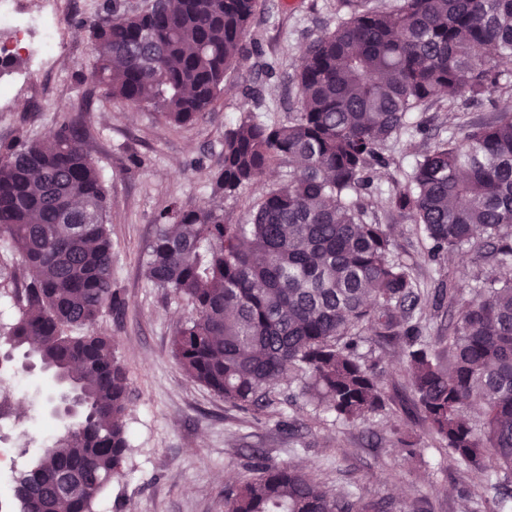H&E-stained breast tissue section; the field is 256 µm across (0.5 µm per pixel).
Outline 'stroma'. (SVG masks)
<instances>
[{
  "label": "stroma",
  "instance_id": "35a3bbf8",
  "mask_svg": "<svg viewBox=\"0 0 512 512\" xmlns=\"http://www.w3.org/2000/svg\"><path fill=\"white\" fill-rule=\"evenodd\" d=\"M104 0H67L62 44L52 55L19 57L0 82L11 87L0 102V143L18 135L42 139L61 116L77 122L108 199L112 282L125 302L104 313L96 331L111 336L129 378L126 413L129 451L124 475L94 504V512H224L225 491L249 477L248 458L261 453L279 463H301L330 489H351L364 500L391 498L400 512H468L471 499L496 496L492 468L463 470L431 442L408 382L400 370L399 342H363L366 360H382L389 407L355 424L333 420L305 402L288 403V383L277 391L278 409L294 422L241 411L193 382L171 350V339L192 314L187 300L156 288L145 275L155 218L173 204L215 201L212 174L224 151V132L248 112L282 124L295 112L298 89L290 77L301 49L333 29L341 0H258L245 38L247 51L226 73L214 109L182 127L168 126L152 109L108 98L86 79L94 65L87 23ZM422 136L388 143L390 166L376 180L371 212L393 231V254L409 264L425 291L440 276L426 242L409 218H389L387 198L405 185L424 149ZM489 246H462L450 263L463 292H471L493 265ZM19 379L18 413L0 417V439L12 443L15 466L35 456L39 435L53 430L47 396L51 377L9 363ZM413 436L423 458L410 457L403 438Z\"/></svg>",
  "mask_w": 512,
  "mask_h": 512
}]
</instances>
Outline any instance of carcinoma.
Returning a JSON list of instances; mask_svg holds the SVG:
<instances>
[{
    "mask_svg": "<svg viewBox=\"0 0 512 512\" xmlns=\"http://www.w3.org/2000/svg\"><path fill=\"white\" fill-rule=\"evenodd\" d=\"M258 0H149L128 12L105 0L88 26L91 80L116 101L146 105L179 127L210 111L241 55ZM349 13L312 40L292 77L299 107L285 124L246 113L224 133L213 194L233 197L273 165L290 168L231 224L218 206H183L159 216L145 272L157 288L186 296L194 315L172 338L187 376L242 411L275 404L278 378L297 380L337 420L385 407L382 371L359 355L366 335L400 341L403 371L428 434L464 469L499 476L488 512L512 503V113L466 120L416 160L389 210L411 217L438 262L461 246L497 240L498 270L464 299L457 272L435 304L458 311L430 344L416 315L425 294L392 256L386 227L369 216L385 145L428 137L413 113L441 96L467 112L512 86V0H343ZM107 195L73 123L43 140L0 144V240L18 272L36 270L10 298L17 315L0 344L33 352L82 404L76 423L13 477L14 512H93L123 476L128 376L112 339L88 331L124 308L112 287ZM482 408L483 426L467 417ZM254 476L224 493L230 512H396L390 500L329 493L309 471L263 455Z\"/></svg>",
    "mask_w": 512,
    "mask_h": 512,
    "instance_id": "cac0c4a2",
    "label": "carcinoma"
}]
</instances>
